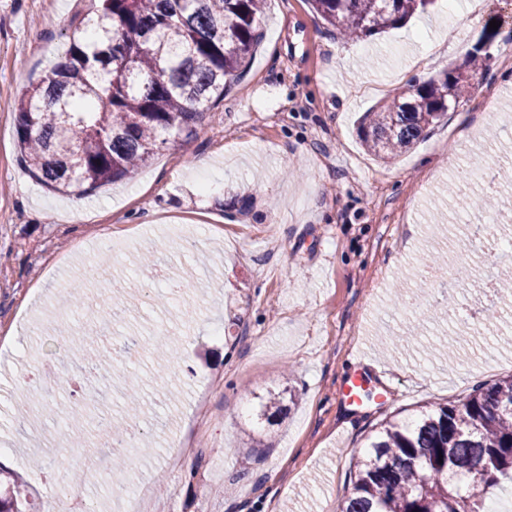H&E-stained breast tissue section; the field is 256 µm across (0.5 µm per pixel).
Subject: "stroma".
Returning <instances> with one entry per match:
<instances>
[{"instance_id": "stroma-1", "label": "stroma", "mask_w": 512, "mask_h": 512, "mask_svg": "<svg viewBox=\"0 0 512 512\" xmlns=\"http://www.w3.org/2000/svg\"><path fill=\"white\" fill-rule=\"evenodd\" d=\"M88 4L0 0V472L23 478L30 512L75 485L96 512H123L136 483L150 486L145 512H336L351 455L382 420L512 374V312L455 359L439 350L451 318L498 302L485 283L500 256L478 261L447 226L486 214L487 196L491 218L512 223V0L440 2L357 41L309 0H267L246 75L190 150L169 146L84 196L75 219L21 161L15 101ZM478 45L486 71L424 141L387 161L364 148L363 112ZM477 153L480 179L457 183ZM425 252L447 253L455 279L420 265ZM398 284L412 308L395 304ZM361 371L370 387L352 405L342 391ZM286 389L281 419L258 417ZM133 390L138 448L117 469L93 421L78 438L63 421L89 397L119 415ZM180 438L192 450L172 469Z\"/></svg>"}]
</instances>
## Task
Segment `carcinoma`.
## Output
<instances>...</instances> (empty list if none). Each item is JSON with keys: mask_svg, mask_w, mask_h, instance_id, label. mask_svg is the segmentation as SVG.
I'll return each mask as SVG.
<instances>
[{"mask_svg": "<svg viewBox=\"0 0 512 512\" xmlns=\"http://www.w3.org/2000/svg\"><path fill=\"white\" fill-rule=\"evenodd\" d=\"M262 0H102L71 28L64 58L16 109L25 165L49 189L80 194L120 181L169 144L188 146L240 80L259 41ZM433 0H310L339 35H373ZM474 49L455 74L409 86L365 115L361 139L380 159L412 149L455 111L483 68ZM338 512H484L512 483V375L457 403L389 420L350 465ZM14 481L0 512H27Z\"/></svg>", "mask_w": 512, "mask_h": 512, "instance_id": "obj_1", "label": "carcinoma"}]
</instances>
